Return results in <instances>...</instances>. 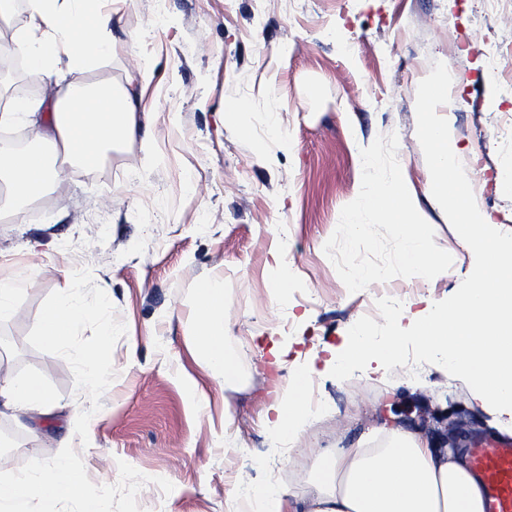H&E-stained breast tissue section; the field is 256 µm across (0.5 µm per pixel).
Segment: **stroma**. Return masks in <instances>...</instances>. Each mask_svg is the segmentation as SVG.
Segmentation results:
<instances>
[{"mask_svg":"<svg viewBox=\"0 0 512 512\" xmlns=\"http://www.w3.org/2000/svg\"><path fill=\"white\" fill-rule=\"evenodd\" d=\"M124 43L91 76L121 82L153 72L146 94L151 144L118 145L93 171L60 170L42 216L0 223V275L32 284L0 322V357L20 378H40L58 412L0 429L23 439L0 454V481L34 460L50 461L53 439L72 428L87 445L78 463L83 498L105 512H227L268 476V401L262 355L269 337H302L297 363L339 344L361 323L384 345L388 324L419 301L445 302L469 287L482 259L459 241L447 204L427 192L430 155L421 117L437 79L448 82L447 115L459 149L456 176L501 233L512 232V195L499 177L512 143L496 128L512 118V95L485 77L469 37L512 45V29L485 0H102ZM457 20L452 42L442 20ZM458 54L463 65L451 67ZM396 134L397 159L434 241L453 257L447 274L397 277L348 292L323 247L361 186L360 150ZM65 223H55L58 211ZM281 250L273 262L272 250ZM219 282L231 321L226 350L242 385L228 391L192 355L197 285ZM287 279V298L276 285ZM78 291L84 313L66 349L46 344L39 322L59 291ZM110 366L91 390L88 371ZM339 383L311 382L328 406L288 453V487L320 449L335 444L337 416L350 437L394 410L441 442L448 421L468 446L497 438L456 379L393 365L388 384L362 366ZM197 385L189 398L186 380ZM91 407L81 423L73 409ZM40 436H32V428Z\"/></svg>","mask_w":512,"mask_h":512,"instance_id":"1","label":"stroma"}]
</instances>
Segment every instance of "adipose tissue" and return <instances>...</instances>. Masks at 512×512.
<instances>
[{
    "mask_svg": "<svg viewBox=\"0 0 512 512\" xmlns=\"http://www.w3.org/2000/svg\"><path fill=\"white\" fill-rule=\"evenodd\" d=\"M91 0H26V18L11 36L0 35V55L21 56L48 80L41 98L0 100V124L26 121L35 149H0V190L23 208L41 199L58 171L57 157L81 168L99 166L106 149L118 143L146 141L153 121L143 104L152 81L143 71L127 73L121 83L85 80L95 64L114 53L121 39L110 13ZM422 138L431 155L430 193L446 201L461 240L483 258L470 287L450 303L426 302L407 320H395V336L376 347L364 330L345 337L324 361L323 375L344 382L351 363L385 378L403 342L439 370L459 379L472 407L493 417L502 438H512V241H504L487 223L454 178L457 148L446 123L423 113ZM198 333L194 352L212 375L232 385L237 370L224 342L229 321L224 290L211 279L199 284ZM83 316L79 295L63 291L44 314L40 335L55 347L65 345ZM288 346L273 342L266 364L275 396L266 408L267 424L277 440L298 442L309 423L300 397L311 368L290 363ZM55 403L34 379L0 374V415L21 419L44 414ZM52 464L31 466L0 485V512H30L40 496L60 499L85 481L76 466L80 441L75 430L59 434ZM303 493L265 483L254 488L260 512H485L483 489L473 476L466 448L435 444L422 431L383 426L344 446L319 452L308 470Z\"/></svg>",
    "mask_w": 512,
    "mask_h": 512,
    "instance_id": "obj_1",
    "label": "adipose tissue"
}]
</instances>
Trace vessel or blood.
Returning <instances> with one entry per match:
<instances>
[{
  "mask_svg": "<svg viewBox=\"0 0 512 512\" xmlns=\"http://www.w3.org/2000/svg\"><path fill=\"white\" fill-rule=\"evenodd\" d=\"M471 469L483 488L486 512H512V442L473 448Z\"/></svg>",
  "mask_w": 512,
  "mask_h": 512,
  "instance_id": "1",
  "label": "vessel or blood"
}]
</instances>
